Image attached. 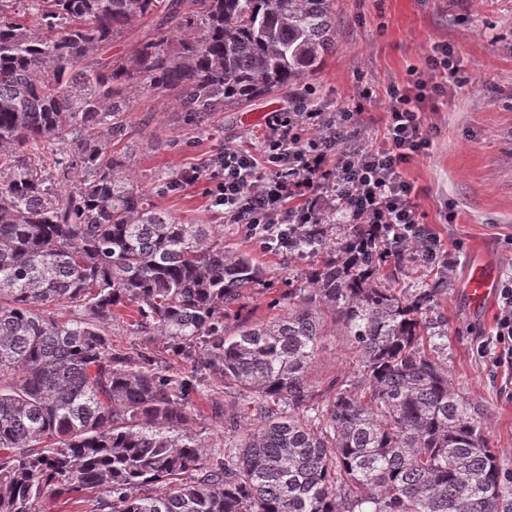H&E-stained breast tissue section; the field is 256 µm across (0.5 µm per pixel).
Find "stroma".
I'll use <instances>...</instances> for the list:
<instances>
[{
  "label": "stroma",
  "mask_w": 512,
  "mask_h": 512,
  "mask_svg": "<svg viewBox=\"0 0 512 512\" xmlns=\"http://www.w3.org/2000/svg\"><path fill=\"white\" fill-rule=\"evenodd\" d=\"M451 45L462 66L475 73L470 83L436 101L429 115L435 130L428 150L407 166L404 176L419 192L424 223L440 235L449 258L439 264L448 288L437 305L444 335L435 337L456 390L479 414L504 478L512 477V399L504 393L512 371L480 358L478 344L496 328L497 305L478 310L466 295L473 270L488 269L497 282L512 277V0H336V51L326 56L308 84L316 102L328 110L349 101L358 76L376 91L403 78L408 66L420 65L430 46ZM293 92L277 91L249 106L212 113L207 127L184 122L167 111L164 100L135 96L129 119L135 139L144 143L130 157L140 186L160 209L192 224H223L227 248L252 256L267 273L262 287L243 301V313L262 321L277 313L288 293V280L311 268L314 260L265 251L247 240L237 225L224 224L203 195L202 185L163 189L158 173H178L233 145L254 150L270 112L288 106ZM462 250H455V241ZM109 331L114 349L137 357L144 348L166 355L160 336H139L116 320ZM355 359L346 337H326L310 372L324 390L351 384ZM223 396L193 395L195 430L212 452L223 451L235 435L224 423Z\"/></svg>",
  "instance_id": "stroma-1"
}]
</instances>
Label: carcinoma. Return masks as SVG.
I'll use <instances>...</instances> for the list:
<instances>
[{
  "label": "carcinoma",
  "instance_id": "carcinoma-1",
  "mask_svg": "<svg viewBox=\"0 0 512 512\" xmlns=\"http://www.w3.org/2000/svg\"><path fill=\"white\" fill-rule=\"evenodd\" d=\"M149 19L157 33L109 53ZM335 23L333 0H0V512L94 489L93 512H512L496 452L427 347L445 335L429 322L443 278L386 285L400 257L330 214L291 242L315 264L288 307L250 322L241 303L266 271L224 249L219 225L149 203L129 168L136 94L201 126L301 90ZM122 309L236 396L224 455L205 458L193 429L203 381L112 350ZM336 329L356 380L321 394L309 371Z\"/></svg>",
  "mask_w": 512,
  "mask_h": 512
}]
</instances>
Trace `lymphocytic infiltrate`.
Returning a JSON list of instances; mask_svg holds the SVG:
<instances>
[{"label": "lymphocytic infiltrate", "instance_id": "lymphocytic-infiltrate-1", "mask_svg": "<svg viewBox=\"0 0 512 512\" xmlns=\"http://www.w3.org/2000/svg\"><path fill=\"white\" fill-rule=\"evenodd\" d=\"M470 79L452 47L433 44L423 66L387 85L381 143L369 141L365 104L373 89L361 84L333 111L311 103L271 113L257 151L225 147L207 165L182 170L180 182L204 183L211 208L263 249L287 250L298 229L331 212L348 224L375 225L396 254L435 261L441 241L424 224L418 192L403 172L429 145L428 108ZM498 300L495 334L477 352L512 368V283Z\"/></svg>", "mask_w": 512, "mask_h": 512}]
</instances>
